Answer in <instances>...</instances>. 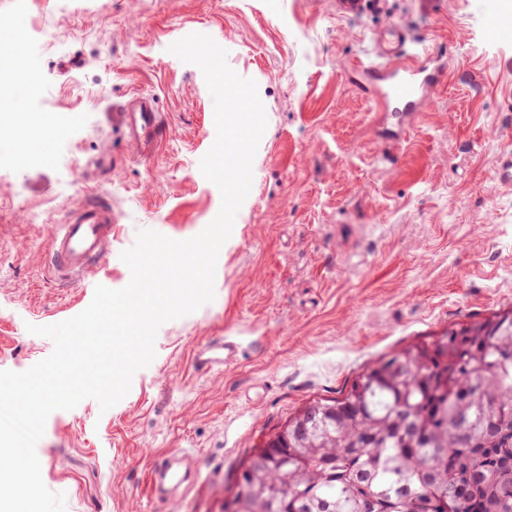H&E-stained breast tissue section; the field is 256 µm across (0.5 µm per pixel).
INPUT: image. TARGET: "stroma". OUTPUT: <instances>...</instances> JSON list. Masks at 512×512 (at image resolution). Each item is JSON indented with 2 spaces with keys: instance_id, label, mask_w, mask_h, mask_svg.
<instances>
[{
  "instance_id": "35a3bbf8",
  "label": "stroma",
  "mask_w": 512,
  "mask_h": 512,
  "mask_svg": "<svg viewBox=\"0 0 512 512\" xmlns=\"http://www.w3.org/2000/svg\"><path fill=\"white\" fill-rule=\"evenodd\" d=\"M506 13L512 0H390L353 17L336 0H0L20 49L43 45L26 58L18 113L67 128L50 158L0 155V370L52 352L27 324L67 320L96 286L128 284L120 255L139 230L185 240L217 215L220 191L200 171L213 98L172 43H222L267 117L214 300L159 328L154 360L108 411L86 399L48 417L36 452L65 512H224L254 448L303 406L340 397L386 355L512 310V187L497 180L512 154V40L490 25ZM396 25L450 65L404 117L359 87L376 38ZM135 94L152 96L162 120L149 155L125 135ZM96 189L118 218L112 244L60 282L47 262L53 227ZM31 208L44 223H26ZM218 336L238 357L197 371L195 348ZM180 450L195 485L151 498L152 462Z\"/></svg>"
}]
</instances>
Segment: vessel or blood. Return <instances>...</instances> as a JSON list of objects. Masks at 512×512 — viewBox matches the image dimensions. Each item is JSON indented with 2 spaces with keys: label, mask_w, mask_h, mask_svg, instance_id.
Masks as SVG:
<instances>
[{
  "label": "vessel or blood",
  "mask_w": 512,
  "mask_h": 512,
  "mask_svg": "<svg viewBox=\"0 0 512 512\" xmlns=\"http://www.w3.org/2000/svg\"><path fill=\"white\" fill-rule=\"evenodd\" d=\"M342 14L354 16L371 10L383 11L385 0H337ZM434 50L422 44L411 47L401 28H393L389 38L375 44V57L365 71L384 97L404 105L406 110L419 107L430 89L440 82L442 67L433 65ZM125 122L132 140L144 152L154 150L158 142L161 116L153 98L133 100L125 114ZM116 218L111 206L104 201L90 203L73 212L66 223L56 225L52 233V249L48 256L51 267L64 278L83 274L97 263L112 238V225ZM234 342L219 339L199 347L193 354L198 369L218 370L235 360ZM186 476L175 467L171 458L156 462L150 472V492L153 498L166 499L170 490L181 487Z\"/></svg>",
  "instance_id": "1"
}]
</instances>
